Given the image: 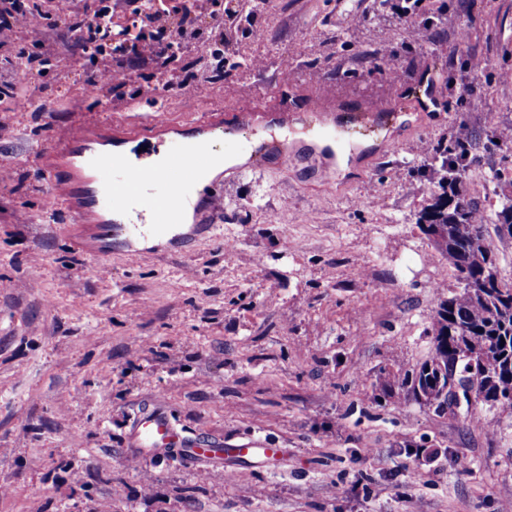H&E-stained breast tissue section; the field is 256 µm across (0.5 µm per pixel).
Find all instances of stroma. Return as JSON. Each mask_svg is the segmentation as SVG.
Segmentation results:
<instances>
[{"label": "stroma", "mask_w": 512, "mask_h": 512, "mask_svg": "<svg viewBox=\"0 0 512 512\" xmlns=\"http://www.w3.org/2000/svg\"><path fill=\"white\" fill-rule=\"evenodd\" d=\"M425 4L399 22L381 0H268L223 79L211 76L209 38L184 53L198 75L188 96L157 98L160 74L132 62L127 86L96 97L65 53L50 85L14 72L58 110L16 112L0 98V512H500L512 502V408L451 419L384 387L428 359L438 295L461 288L417 223L437 190L423 150L448 145L462 114L482 136L512 122V0ZM430 18L448 32L469 26L467 48L448 32L419 44ZM365 48L386 50V66L354 65ZM472 53L486 69L460 104L448 87L468 76ZM431 73L441 110L414 106L362 140L334 179L300 135L295 168L225 169L214 229L142 255L104 223L47 208L29 160L72 123L132 128L158 106L175 124L163 144L184 147L204 116L231 111L229 85L258 110L301 113L315 95L382 110ZM489 169L502 180L485 192L474 175ZM472 170L465 193L497 207L512 189V144L479 150ZM154 399L193 440H262L288 456L274 467L167 456L132 468V420Z\"/></svg>", "instance_id": "obj_1"}]
</instances>
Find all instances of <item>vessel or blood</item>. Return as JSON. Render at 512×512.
Instances as JSON below:
<instances>
[{"label":"vessel or blood","instance_id":"vessel-or-blood-1","mask_svg":"<svg viewBox=\"0 0 512 512\" xmlns=\"http://www.w3.org/2000/svg\"><path fill=\"white\" fill-rule=\"evenodd\" d=\"M307 110L318 124L316 137L342 153L354 149L347 138L351 125L378 130L396 125L398 119L394 112H329L316 96L310 98ZM243 118L240 112L209 115L200 123V135L191 146L151 161L144 149L151 146L160 130L170 127L165 111H154L145 123L113 135L94 133L82 123L71 125L61 139L46 144L35 157L36 166L47 176L46 204L53 209L108 215L113 201H120L123 212L114 226L125 229L131 241L167 237L190 215L206 221L212 212L193 190L201 174L218 161L208 134L220 129L225 136H234ZM295 164V154L274 140L263 141L251 154L255 170L285 171ZM112 169L119 171V178L103 180L102 172ZM174 170L179 173L175 179L170 176ZM130 446L132 458L141 462L172 453L190 462H220L230 454L259 460L266 466L280 462L285 455L284 449L269 447L260 440L227 450L190 442L176 431L167 413L154 405L143 407L135 416Z\"/></svg>","mask_w":512,"mask_h":512}]
</instances>
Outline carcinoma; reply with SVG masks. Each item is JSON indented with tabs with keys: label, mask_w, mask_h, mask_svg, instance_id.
<instances>
[{
	"label": "carcinoma",
	"mask_w": 512,
	"mask_h": 512,
	"mask_svg": "<svg viewBox=\"0 0 512 512\" xmlns=\"http://www.w3.org/2000/svg\"><path fill=\"white\" fill-rule=\"evenodd\" d=\"M454 142L452 148L437 150L440 193L420 213L417 224L429 225L435 247L463 287L438 297L430 357L386 385L417 401L424 396L430 407L454 373L474 391L464 403L466 411L476 413L512 397V282L499 277L487 230L493 223L499 237L512 239V196L503 198L493 221H488L479 204L461 190L467 173L448 164L450 154L476 159L472 150L479 142L470 133Z\"/></svg>",
	"instance_id": "obj_1"
}]
</instances>
